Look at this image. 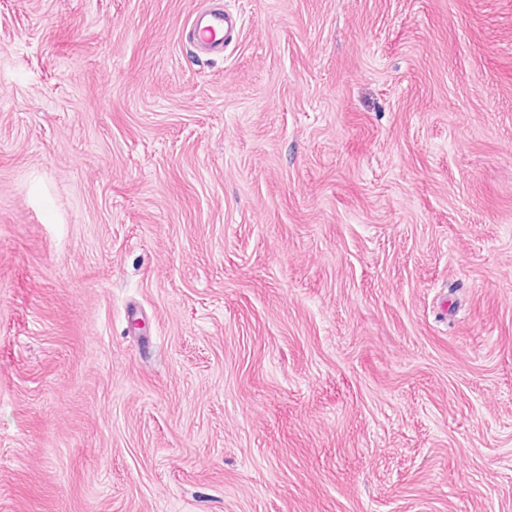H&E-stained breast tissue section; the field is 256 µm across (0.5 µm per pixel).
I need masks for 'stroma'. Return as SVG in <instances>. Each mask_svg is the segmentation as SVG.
Returning <instances> with one entry per match:
<instances>
[{
    "label": "stroma",
    "instance_id": "stroma-1",
    "mask_svg": "<svg viewBox=\"0 0 512 512\" xmlns=\"http://www.w3.org/2000/svg\"><path fill=\"white\" fill-rule=\"evenodd\" d=\"M0 0V512H512V0ZM240 28V17L236 13L225 7H205L192 18L190 42L198 54L207 55L212 49L222 46L224 40Z\"/></svg>",
    "mask_w": 512,
    "mask_h": 512
}]
</instances>
